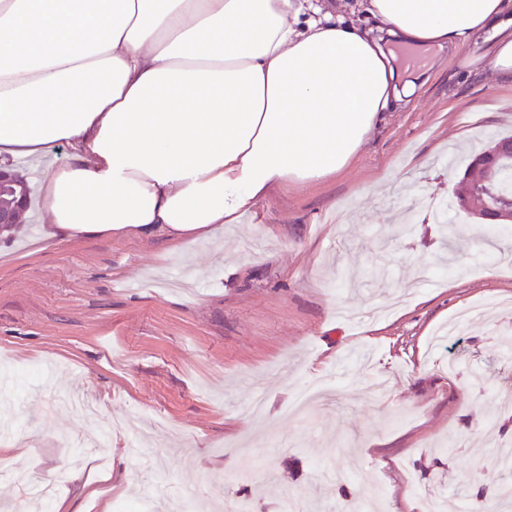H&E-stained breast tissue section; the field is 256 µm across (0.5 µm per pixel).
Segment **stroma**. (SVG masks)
<instances>
[{"label": "stroma", "instance_id": "1", "mask_svg": "<svg viewBox=\"0 0 512 512\" xmlns=\"http://www.w3.org/2000/svg\"><path fill=\"white\" fill-rule=\"evenodd\" d=\"M426 74L342 173L275 190L183 251L162 235L44 239V169L14 163L31 193L0 240V405L16 413L0 469L57 481L81 512L159 486L205 512H284L294 491L336 512L366 472L381 512L431 496L473 512L512 435V230L455 207L465 161L448 155L512 134V84L456 56ZM487 300L485 320L431 350ZM312 382L331 399L289 415ZM107 422L102 466L88 442Z\"/></svg>", "mask_w": 512, "mask_h": 512}]
</instances>
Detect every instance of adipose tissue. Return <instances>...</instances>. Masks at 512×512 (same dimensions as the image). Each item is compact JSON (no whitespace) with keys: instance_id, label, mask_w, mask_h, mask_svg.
<instances>
[{"instance_id":"ef3b65f1","label":"adipose tissue","mask_w":512,"mask_h":512,"mask_svg":"<svg viewBox=\"0 0 512 512\" xmlns=\"http://www.w3.org/2000/svg\"><path fill=\"white\" fill-rule=\"evenodd\" d=\"M0 0V168L49 161L48 240L237 224L323 182L416 87L395 54L490 34L512 80V0ZM65 163H56L60 145Z\"/></svg>"}]
</instances>
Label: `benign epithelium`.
Here are the masks:
<instances>
[{"label": "benign epithelium", "mask_w": 512, "mask_h": 512, "mask_svg": "<svg viewBox=\"0 0 512 512\" xmlns=\"http://www.w3.org/2000/svg\"><path fill=\"white\" fill-rule=\"evenodd\" d=\"M512 165V141L503 140L495 144L491 151V161L482 164L483 177L476 183V190L485 198L483 209L475 210L465 205V212L482 223L512 224V198L497 191L502 169Z\"/></svg>", "instance_id": "7a95c632"}]
</instances>
